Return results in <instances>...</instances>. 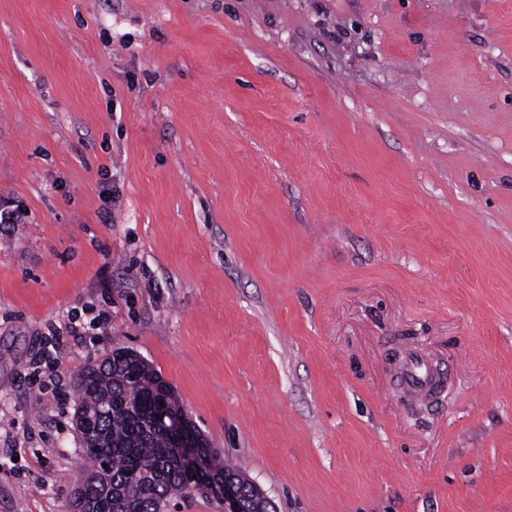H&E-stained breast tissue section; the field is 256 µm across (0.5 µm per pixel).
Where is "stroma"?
Wrapping results in <instances>:
<instances>
[{"label": "stroma", "instance_id": "1", "mask_svg": "<svg viewBox=\"0 0 512 512\" xmlns=\"http://www.w3.org/2000/svg\"><path fill=\"white\" fill-rule=\"evenodd\" d=\"M0 195V512L116 347L274 512H512V0H0ZM28 217V211L16 204L14 199L0 197V225L24 224ZM69 324L65 326V336L83 338L86 336H95L102 327L109 326L112 323L111 315L107 311H101L86 320L80 319L72 312H68ZM399 378L412 401L429 403L441 392L444 372L426 355L409 350L402 359Z\"/></svg>", "mask_w": 512, "mask_h": 512}]
</instances>
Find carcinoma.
I'll return each mask as SVG.
<instances>
[{
    "label": "carcinoma",
    "instance_id": "cac0c4a2",
    "mask_svg": "<svg viewBox=\"0 0 512 512\" xmlns=\"http://www.w3.org/2000/svg\"><path fill=\"white\" fill-rule=\"evenodd\" d=\"M177 407L166 383L143 360L116 348L87 365L78 378L77 409L103 434L102 447L82 448L87 476L73 490L74 512H158L178 494L195 491L184 467L168 452L154 420ZM205 469L233 479L241 512H270V501L243 471L214 463L212 449H196Z\"/></svg>",
    "mask_w": 512,
    "mask_h": 512
}]
</instances>
